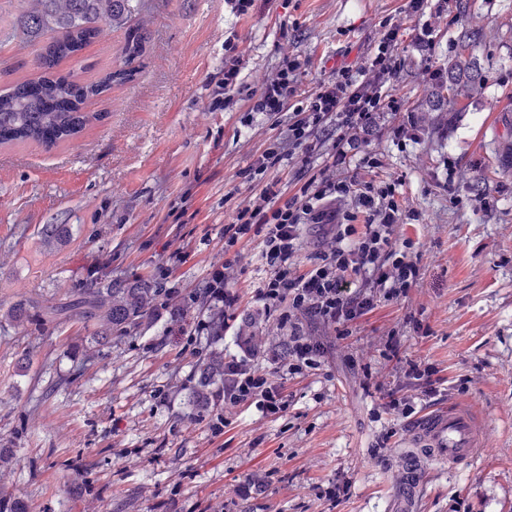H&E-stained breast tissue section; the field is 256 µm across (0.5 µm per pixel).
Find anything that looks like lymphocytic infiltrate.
I'll return each instance as SVG.
<instances>
[{"label": "lymphocytic infiltrate", "instance_id": "lymphocytic-infiltrate-1", "mask_svg": "<svg viewBox=\"0 0 512 512\" xmlns=\"http://www.w3.org/2000/svg\"><path fill=\"white\" fill-rule=\"evenodd\" d=\"M398 35V25L386 23L358 66L331 69L307 93L300 90L305 60L284 56L275 74L251 89L238 44L224 43V105L243 95L249 114L288 126L285 137L268 140L239 171L247 194L226 195L233 220L224 227L223 263L210 267L200 287L167 288L158 304L174 319L196 314L192 335L234 337L236 351L224 357V385L199 409L214 433L226 427V412L240 406L284 416L288 401L266 364L291 375L320 369L326 347L318 327H348L378 303L407 298L423 277L422 253L401 232L418 214L400 202L403 179L375 176L382 163L371 150L380 136L403 145L418 142L426 130L419 112L405 113L394 126L384 123L400 110ZM309 232L317 243L307 253ZM252 243L267 275L241 292L235 284L242 252ZM265 324L276 328L280 349L267 345Z\"/></svg>", "mask_w": 512, "mask_h": 512}]
</instances>
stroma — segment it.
<instances>
[{"instance_id":"35a3bbf8","label":"stroma","mask_w":512,"mask_h":512,"mask_svg":"<svg viewBox=\"0 0 512 512\" xmlns=\"http://www.w3.org/2000/svg\"><path fill=\"white\" fill-rule=\"evenodd\" d=\"M402 5L273 0L239 17L225 0H139V72L88 103L97 120L57 147L0 145V448L11 453L0 487L23 512H512V0H469L463 11L449 0L435 54L453 60L467 37L483 88L461 82L453 102L428 94L427 54ZM21 14V0H0V92L39 74L32 46L13 38ZM389 19L401 26L405 60L398 96L415 111L448 113L447 130L371 145L421 214L403 232L422 251L423 279L348 335L327 330L323 370L274 373L286 415L236 409L213 434L188 405L202 357L168 316L98 344L95 322L50 309L76 298L106 259L113 278L163 267L168 283L188 289L223 261L224 196L272 134L264 120L242 124V110L212 107L228 36L239 39L248 86L288 53L308 60L309 89L323 69L359 64ZM124 40L123 29L103 27L82 64L119 63ZM449 177L454 203L438 187ZM476 196L488 208H474ZM47 224L65 230L42 237ZM19 305L27 322L9 315ZM394 328L400 353L387 359L383 337ZM408 358L435 364L447 396L422 395L404 376ZM369 376L414 397L416 414L398 424L381 412L378 392L363 386ZM452 407L475 408L484 434L476 462L455 472L421 447L423 414ZM257 471L268 475L263 492L235 497V480ZM346 482L339 503L317 495Z\"/></svg>"}]
</instances>
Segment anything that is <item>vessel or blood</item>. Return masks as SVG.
<instances>
[{"label": "vessel or blood", "instance_id": "b4317fda", "mask_svg": "<svg viewBox=\"0 0 512 512\" xmlns=\"http://www.w3.org/2000/svg\"><path fill=\"white\" fill-rule=\"evenodd\" d=\"M423 422L427 447L445 457L449 467L468 466L483 446V431L473 409L453 408L445 417L427 416Z\"/></svg>", "mask_w": 512, "mask_h": 512}]
</instances>
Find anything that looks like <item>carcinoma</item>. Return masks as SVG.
<instances>
[{
	"mask_svg": "<svg viewBox=\"0 0 512 512\" xmlns=\"http://www.w3.org/2000/svg\"><path fill=\"white\" fill-rule=\"evenodd\" d=\"M134 12L132 0H24L22 34L39 47L38 58L52 57L36 80L16 83L0 94V144L36 143L54 147L82 131L98 116L84 111L86 102L112 88L120 75L130 81L135 75L133 62L141 55L146 35L129 29L120 56L123 67L108 70L92 81H81L74 74L60 75L55 68L73 58L99 34L100 25H122ZM472 73L468 45L457 52L454 67L448 72L446 90ZM159 289L150 277L130 284L112 282L111 264L99 267L98 276L72 302L57 309L65 315L77 311L82 317L100 324L95 342L108 338L112 328L138 325L156 301ZM224 383V353L217 351L197 368V380L191 393L192 406L211 389Z\"/></svg>",
	"mask_w": 512,
	"mask_h": 512,
	"instance_id": "1",
	"label": "carcinoma"
}]
</instances>
